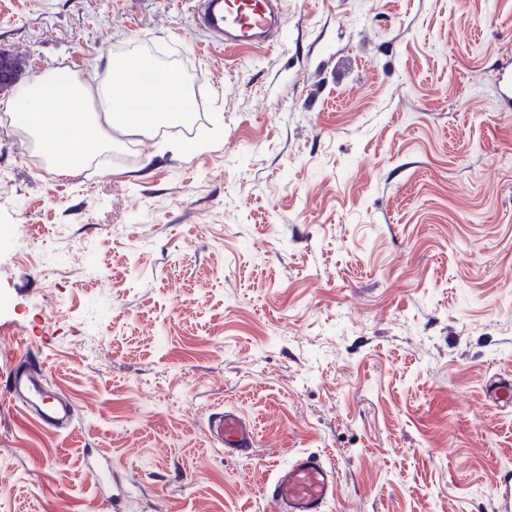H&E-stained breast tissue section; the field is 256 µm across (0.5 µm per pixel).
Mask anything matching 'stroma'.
<instances>
[{
  "instance_id": "obj_1",
  "label": "stroma",
  "mask_w": 512,
  "mask_h": 512,
  "mask_svg": "<svg viewBox=\"0 0 512 512\" xmlns=\"http://www.w3.org/2000/svg\"><path fill=\"white\" fill-rule=\"evenodd\" d=\"M270 51L177 0H0L24 78L175 57L195 120L58 179L0 120V348L70 426L0 389V512H270L318 452L329 512H498L512 474V0H282ZM156 154L142 168L147 154ZM233 408L257 454L210 444ZM110 460L103 496L86 451ZM29 356L19 360L9 372L6 393L23 412L33 409L42 426L58 432L70 423L73 407L50 390L43 375L42 364L35 354ZM47 400L50 401L47 403ZM336 489L335 468L319 454L299 451L275 466L261 494L274 512H326Z\"/></svg>"
}]
</instances>
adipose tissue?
I'll use <instances>...</instances> for the list:
<instances>
[{"label": "adipose tissue", "mask_w": 512, "mask_h": 512, "mask_svg": "<svg viewBox=\"0 0 512 512\" xmlns=\"http://www.w3.org/2000/svg\"><path fill=\"white\" fill-rule=\"evenodd\" d=\"M188 87L166 66L145 56L120 62L109 81L90 88L64 69L20 85L5 105L49 148L58 173H67L97 148H111L113 131L147 134L178 120Z\"/></svg>", "instance_id": "obj_1"}]
</instances>
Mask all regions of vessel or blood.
I'll return each mask as SVG.
<instances>
[{"instance_id": "obj_1", "label": "vessel or blood", "mask_w": 512, "mask_h": 512, "mask_svg": "<svg viewBox=\"0 0 512 512\" xmlns=\"http://www.w3.org/2000/svg\"><path fill=\"white\" fill-rule=\"evenodd\" d=\"M280 0H201L198 9L214 44L237 47L277 45L275 25ZM7 393L21 410H34L38 422L51 430L67 427L73 417L70 403L50 390L37 357L16 363L8 374ZM211 444L222 446L225 456L256 453L254 426L235 411L215 412L209 423ZM335 468L319 454L299 451L275 466L261 488L273 512H327L336 498Z\"/></svg>"}]
</instances>
